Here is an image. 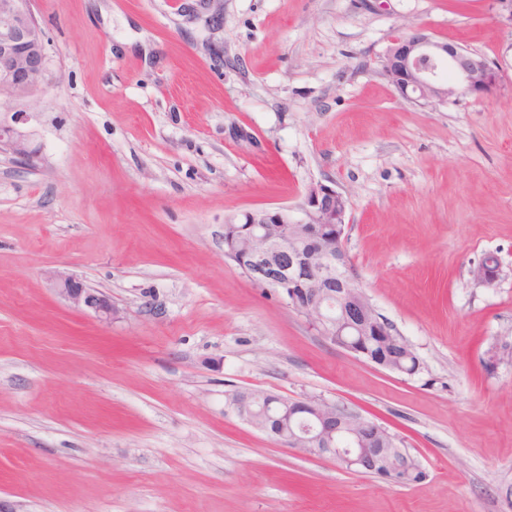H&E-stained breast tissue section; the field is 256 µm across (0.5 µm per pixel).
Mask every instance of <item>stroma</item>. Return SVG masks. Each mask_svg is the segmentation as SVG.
<instances>
[{
    "mask_svg": "<svg viewBox=\"0 0 512 512\" xmlns=\"http://www.w3.org/2000/svg\"><path fill=\"white\" fill-rule=\"evenodd\" d=\"M222 7L213 34L170 0H31L32 156L0 151V512H512V24L496 0ZM417 27L502 66L499 89L399 97L379 61ZM318 183L419 373L330 344L226 257L227 218ZM241 389L352 407L425 477L299 457L225 407ZM49 279L58 294L77 308L92 311L105 324L112 323L119 310L102 292L89 288L76 277L58 271L49 272Z\"/></svg>",
    "mask_w": 512,
    "mask_h": 512,
    "instance_id": "obj_1",
    "label": "stroma"
}]
</instances>
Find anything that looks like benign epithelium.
I'll list each match as a JSON object with an SVG mask.
<instances>
[{"instance_id": "1", "label": "benign epithelium", "mask_w": 512, "mask_h": 512, "mask_svg": "<svg viewBox=\"0 0 512 512\" xmlns=\"http://www.w3.org/2000/svg\"><path fill=\"white\" fill-rule=\"evenodd\" d=\"M30 0H0V98L28 99L46 68L44 32L29 7ZM382 74L398 95L415 104H445L451 98H483L500 85L498 66L460 46L437 42L419 27L396 36L381 60ZM12 122H0V145L17 156H30L26 139ZM347 200L342 193L317 184L307 191L293 215L286 207L262 208L246 214L253 245L245 248L242 271L261 288L287 294L288 304L320 336H376L384 341L393 325L379 315L360 282H351L344 249ZM58 294L77 308L92 311L105 324L119 310L102 292L76 277L49 273ZM259 394L238 392L231 409L265 433L275 444L308 457L329 458L348 471L402 482L396 449L377 448L369 434L381 427L363 418L352 424L338 417L333 403L313 398L270 401L259 412Z\"/></svg>"}]
</instances>
